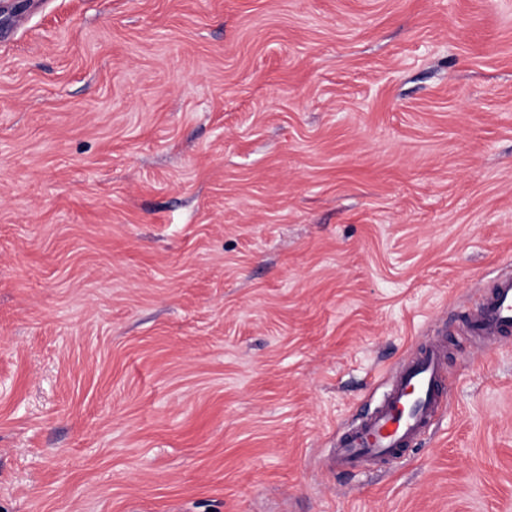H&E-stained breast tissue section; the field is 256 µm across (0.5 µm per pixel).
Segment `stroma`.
Here are the masks:
<instances>
[{
    "instance_id": "35a3bbf8",
    "label": "stroma",
    "mask_w": 512,
    "mask_h": 512,
    "mask_svg": "<svg viewBox=\"0 0 512 512\" xmlns=\"http://www.w3.org/2000/svg\"><path fill=\"white\" fill-rule=\"evenodd\" d=\"M512 0H34L0 29V512H512ZM443 337L413 450L337 436ZM475 336H489L501 341L512 335V276H498L491 284L479 308L467 318Z\"/></svg>"
}]
</instances>
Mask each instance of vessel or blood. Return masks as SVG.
<instances>
[{
    "label": "vessel or blood",
    "mask_w": 512,
    "mask_h": 512,
    "mask_svg": "<svg viewBox=\"0 0 512 512\" xmlns=\"http://www.w3.org/2000/svg\"><path fill=\"white\" fill-rule=\"evenodd\" d=\"M476 336L503 339L512 335V276H498L479 308L467 318ZM444 349L428 343L403 365L382 402L356 427L342 432L330 466L336 470L361 468L396 456L431 427L444 402Z\"/></svg>",
    "instance_id": "obj_1"
}]
</instances>
